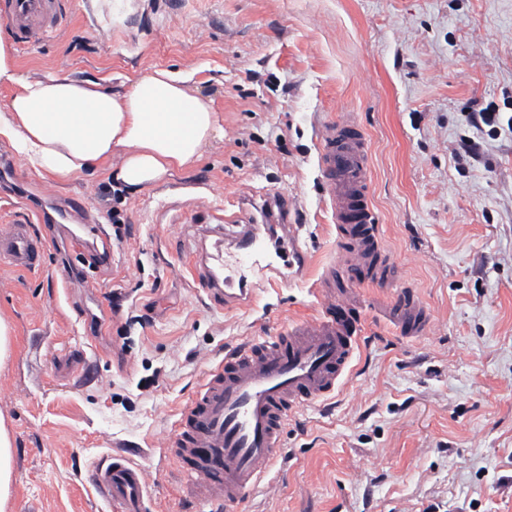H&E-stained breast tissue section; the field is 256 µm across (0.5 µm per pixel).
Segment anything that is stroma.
<instances>
[{
  "label": "stroma",
  "instance_id": "stroma-1",
  "mask_svg": "<svg viewBox=\"0 0 512 512\" xmlns=\"http://www.w3.org/2000/svg\"><path fill=\"white\" fill-rule=\"evenodd\" d=\"M22 77L64 72L115 93L155 68L221 118L203 159L147 192L108 175L50 181L8 142L16 179L0 225L24 221L33 183L83 199L110 259L81 268L66 239L41 269L0 266L14 349L0 363L13 441L5 512H111L90 465L131 454L153 472L149 512L189 501L161 448L227 345L317 316L336 257L318 169L324 128L351 118L392 280L350 284L366 333L330 400L291 418L278 488L241 512H512V0H74L68 27L16 49ZM496 127L475 123L486 106ZM283 195L309 259L285 285L218 309L183 266L244 194ZM120 224H113V215ZM77 274L61 280L65 267ZM412 289L432 314L407 338L383 309Z\"/></svg>",
  "mask_w": 512,
  "mask_h": 512
}]
</instances>
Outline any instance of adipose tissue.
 <instances>
[{"label": "adipose tissue", "mask_w": 512, "mask_h": 512, "mask_svg": "<svg viewBox=\"0 0 512 512\" xmlns=\"http://www.w3.org/2000/svg\"><path fill=\"white\" fill-rule=\"evenodd\" d=\"M0 136L53 180L91 178L116 162L115 179L141 194L169 172L200 161L218 127L209 98L165 69L112 93L66 75L20 78L0 43Z\"/></svg>", "instance_id": "adipose-tissue-1"}]
</instances>
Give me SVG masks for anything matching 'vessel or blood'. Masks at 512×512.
Here are the masks:
<instances>
[{"mask_svg":"<svg viewBox=\"0 0 512 512\" xmlns=\"http://www.w3.org/2000/svg\"><path fill=\"white\" fill-rule=\"evenodd\" d=\"M71 5L72 0H0V19L23 49L62 30ZM319 167L342 248L339 264L328 267L319 288L318 316L295 321L272 336L226 346L177 421L175 455L187 495L225 512H237L244 495L277 463L293 414L334 395L352 371L363 326L346 293L337 288V276L380 280L391 275L371 206L362 130L346 119L328 124ZM30 211L43 231L28 223L0 226V264L27 273L41 268L53 242L51 228L64 218L43 195ZM259 234V226L244 223L233 233L232 251L216 249L195 264L194 278L214 302L244 304L265 284L286 281L280 268L260 264ZM86 235L91 242L82 254L84 265L108 261L100 228L87 225L74 238ZM387 315L407 336L422 335L430 324L426 307L410 290L399 295ZM88 481L115 512H146L144 466L115 455L92 464Z\"/></svg>","mask_w":512,"mask_h":512,"instance_id":"1","label":"vessel or blood"}]
</instances>
